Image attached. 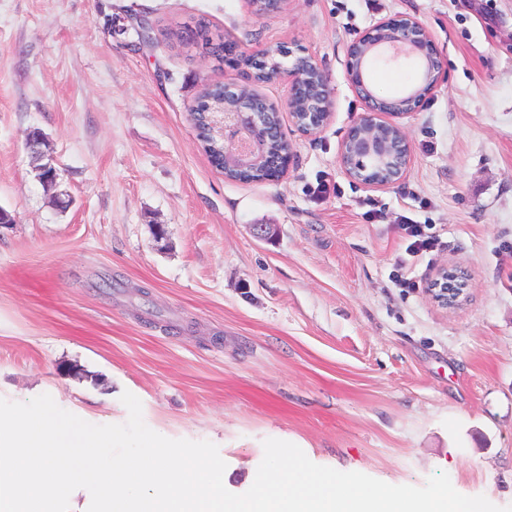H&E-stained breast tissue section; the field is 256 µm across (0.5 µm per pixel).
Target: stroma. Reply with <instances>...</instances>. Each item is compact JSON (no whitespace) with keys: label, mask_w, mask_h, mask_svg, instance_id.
I'll list each match as a JSON object with an SVG mask.
<instances>
[{"label":"stroma","mask_w":512,"mask_h":512,"mask_svg":"<svg viewBox=\"0 0 512 512\" xmlns=\"http://www.w3.org/2000/svg\"><path fill=\"white\" fill-rule=\"evenodd\" d=\"M397 16L429 30L443 79L404 120V176L370 189L339 164L366 111L347 51ZM199 18L322 70L332 119L312 136L284 121L282 180L210 164L189 109L244 74L178 40ZM365 78L391 98L418 68L376 57ZM35 128L56 183L26 147ZM0 208L15 218L0 398L46 393L107 425L131 392L153 431L216 444L236 494L274 438L395 485L443 471L512 506V0H288L258 17L245 0H0ZM403 215L430 225L433 251L406 254ZM445 266L469 283L451 310L427 291Z\"/></svg>","instance_id":"35a3bbf8"}]
</instances>
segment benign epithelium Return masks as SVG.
I'll use <instances>...</instances> for the list:
<instances>
[{"label":"benign epithelium","mask_w":512,"mask_h":512,"mask_svg":"<svg viewBox=\"0 0 512 512\" xmlns=\"http://www.w3.org/2000/svg\"><path fill=\"white\" fill-rule=\"evenodd\" d=\"M371 52H387L398 59H415L420 72L434 74L439 66L430 32L411 17L382 20L359 36L349 47L346 69L356 92L367 106V113L355 122L341 142L339 162L353 181L372 189L385 188L402 178L411 162V148L400 120L416 112L439 81H422L398 98L399 105L378 97L364 79L362 59ZM241 52L232 41L224 42V62L245 72L241 83H226L224 91L234 95L235 103L209 113L210 133L224 141V169L262 164L268 157L269 112H286L293 126L303 135L320 132L332 116L334 101L326 79L311 87L309 74L321 70L309 56L299 57L289 70L267 74V79L285 76L289 93L284 103L276 105L252 92L256 85L255 70L238 62ZM284 153L281 161H273L269 180H281L288 174L291 146L281 136ZM439 305L454 309L467 295V281L455 269H442L429 288Z\"/></svg>","instance_id":"7a95c632"}]
</instances>
